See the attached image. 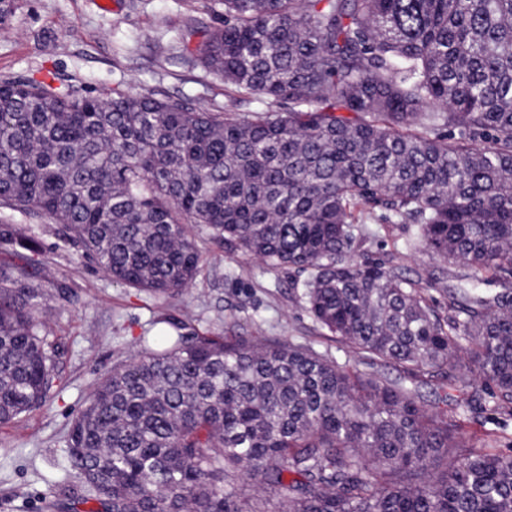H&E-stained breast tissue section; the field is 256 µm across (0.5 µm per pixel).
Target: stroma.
Instances as JSON below:
<instances>
[{
  "mask_svg": "<svg viewBox=\"0 0 512 512\" xmlns=\"http://www.w3.org/2000/svg\"><path fill=\"white\" fill-rule=\"evenodd\" d=\"M13 12L0 24V80H51L65 89L106 92L159 91L190 98L195 106L226 103L223 79L199 62L156 56L155 42L181 51L186 15L212 26L224 23L211 0H12ZM39 243L35 256L44 287L64 286L63 297L43 309L44 334L58 344L61 391L14 422L0 425V512H86L78 482L55 487L69 467L66 448L71 422L93 385L120 360L137 354L139 340L158 339L161 319L187 322L190 330L264 340L292 336L319 351L335 352L330 333L314 322L300 299L303 274L272 269L233 247L197 234L199 273L182 294L155 299L116 283L82 258L63 237L61 225L18 216ZM364 255L401 252L399 270L421 280L425 296L445 307L434 279L470 274L463 264L444 266L423 249L402 252L413 233L408 224L368 220Z\"/></svg>",
  "mask_w": 512,
  "mask_h": 512,
  "instance_id": "stroma-1",
  "label": "stroma"
}]
</instances>
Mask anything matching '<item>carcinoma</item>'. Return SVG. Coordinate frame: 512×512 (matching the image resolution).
I'll use <instances>...</instances> for the list:
<instances>
[{
	"label": "carcinoma",
	"mask_w": 512,
	"mask_h": 512,
	"mask_svg": "<svg viewBox=\"0 0 512 512\" xmlns=\"http://www.w3.org/2000/svg\"><path fill=\"white\" fill-rule=\"evenodd\" d=\"M190 53L231 103L0 82V208L45 217L120 284L183 293L192 229L308 274L310 317L354 370L291 337L188 334L117 362L74 417L89 512H512V441L471 443L440 409L512 426V286L469 277L442 314L359 253L383 210L447 262L512 274V0H214ZM241 98L266 108L250 117ZM288 104V111L273 106ZM21 256L38 242L0 219ZM53 292L0 268V424L58 393L40 318ZM448 370L459 395L426 400ZM247 480L271 491L248 496Z\"/></svg>",
	"instance_id": "carcinoma-1"
}]
</instances>
